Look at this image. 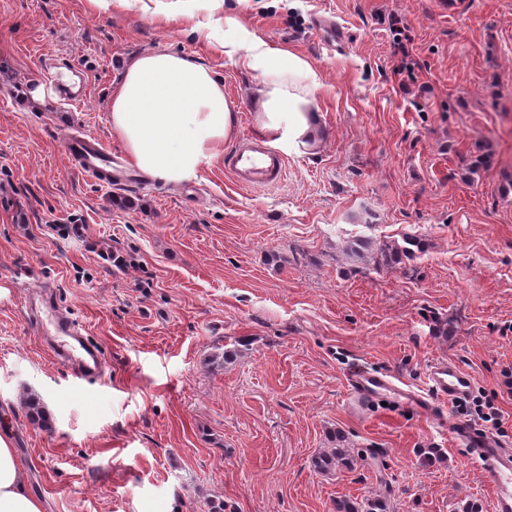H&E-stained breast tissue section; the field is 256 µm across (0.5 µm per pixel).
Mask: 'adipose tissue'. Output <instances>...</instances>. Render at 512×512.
<instances>
[{
	"label": "adipose tissue",
	"instance_id": "adipose-tissue-1",
	"mask_svg": "<svg viewBox=\"0 0 512 512\" xmlns=\"http://www.w3.org/2000/svg\"><path fill=\"white\" fill-rule=\"evenodd\" d=\"M262 80L255 91L263 134L287 153L314 150L324 135L310 106L317 71L302 55L267 45L250 32L229 41ZM112 128L138 168L171 183L196 177L237 132L224 84L194 59L157 51L124 66L110 101ZM0 512H42L27 485L26 468L7 435L0 434Z\"/></svg>",
	"mask_w": 512,
	"mask_h": 512
}]
</instances>
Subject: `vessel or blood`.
Segmentation results:
<instances>
[{"label": "vessel or blood", "mask_w": 512, "mask_h": 512, "mask_svg": "<svg viewBox=\"0 0 512 512\" xmlns=\"http://www.w3.org/2000/svg\"><path fill=\"white\" fill-rule=\"evenodd\" d=\"M65 152L92 179L111 184L112 152L97 137L83 132L67 133L63 140ZM236 183L254 188L275 183L286 171V160L263 141L247 138L230 151L225 160ZM35 320L49 324V336L58 357L69 365L76 379L87 381L95 377L102 367V354L92 345L82 325L69 312L60 309L56 300L41 295L31 305ZM474 386L471 375L454 362L437 360L426 373V387L409 388L401 381L370 370L357 369L346 378L351 405L358 410L372 402L386 399L429 412L437 404L463 398ZM482 470L493 487L492 512H512V452L501 448L489 436L475 440Z\"/></svg>", "instance_id": "obj_1"}]
</instances>
